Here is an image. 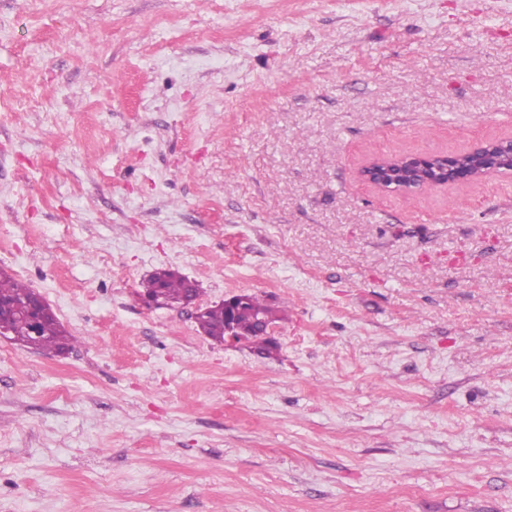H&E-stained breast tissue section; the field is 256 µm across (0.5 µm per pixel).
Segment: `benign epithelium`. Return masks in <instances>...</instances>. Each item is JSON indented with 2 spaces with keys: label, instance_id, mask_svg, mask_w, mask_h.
Segmentation results:
<instances>
[{
  "label": "benign epithelium",
  "instance_id": "obj_1",
  "mask_svg": "<svg viewBox=\"0 0 512 512\" xmlns=\"http://www.w3.org/2000/svg\"><path fill=\"white\" fill-rule=\"evenodd\" d=\"M469 152L475 157L471 166L462 164L454 154L380 156L363 166L359 177L383 192H406L413 190L415 177L426 172L450 184H466L493 174L512 172L511 137L479 141L469 148ZM47 306L42 294H33L26 307L30 333H36L39 318Z\"/></svg>",
  "mask_w": 512,
  "mask_h": 512
}]
</instances>
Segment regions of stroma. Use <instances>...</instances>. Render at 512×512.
Instances as JSON below:
<instances>
[{
    "label": "stroma",
    "instance_id": "obj_1",
    "mask_svg": "<svg viewBox=\"0 0 512 512\" xmlns=\"http://www.w3.org/2000/svg\"><path fill=\"white\" fill-rule=\"evenodd\" d=\"M503 136L512 0H0V512H512V176L356 178ZM23 282L16 280L6 271L0 269V299L12 301L17 306H24L26 300L32 295L31 301L26 307V315L30 324V333L35 334L39 324V318L43 310L49 306L44 296L34 292ZM189 293L190 280L188 278L178 272L163 268L158 269L146 281L141 283L139 299L147 309L164 307L147 297L159 298L168 308H179L193 301V297L187 300ZM237 296L238 295H235L228 299H224L220 303L224 305L229 315L236 303ZM224 307L214 306L200 309L198 314L195 316V322L197 323L199 331L217 342H227L230 344H239L244 342L238 338L235 331V325L232 322L229 323L227 336L224 341L226 329V313L224 312ZM234 322L238 334L251 348L262 356H271L277 349V345L268 338H272L273 325L262 324L263 336L261 334L260 322L273 324L278 320L276 310L253 294H244L243 300L235 307ZM13 331L14 335L8 337L9 339L42 351L61 354L70 346L71 336L67 335L55 313L46 316L42 320L37 336H30L26 318L20 313L15 314Z\"/></svg>",
    "mask_w": 512,
    "mask_h": 512
}]
</instances>
